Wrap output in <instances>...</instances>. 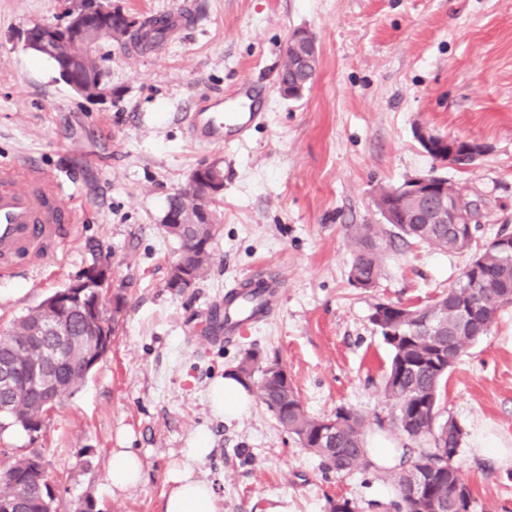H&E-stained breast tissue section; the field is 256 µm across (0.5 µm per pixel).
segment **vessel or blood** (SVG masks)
<instances>
[{"label": "vessel or blood", "instance_id": "b4317fda", "mask_svg": "<svg viewBox=\"0 0 512 512\" xmlns=\"http://www.w3.org/2000/svg\"><path fill=\"white\" fill-rule=\"evenodd\" d=\"M226 101L224 95L212 97L213 111L187 113L190 140L200 146H231L245 139L261 124L264 113L229 112L218 115ZM10 164L0 165V272L19 276L42 262L50 249L68 239L77 221L75 211L64 203L61 185L48 177L36 162H28L22 182L9 180ZM256 316L241 290L230 289L224 296V317L208 325L204 338L212 342L230 340L248 326Z\"/></svg>", "mask_w": 512, "mask_h": 512}]
</instances>
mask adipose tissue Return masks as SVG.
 Wrapping results in <instances>:
<instances>
[{"mask_svg":"<svg viewBox=\"0 0 512 512\" xmlns=\"http://www.w3.org/2000/svg\"><path fill=\"white\" fill-rule=\"evenodd\" d=\"M214 408L225 418H240L251 403L246 386L234 375H226L222 384L212 392ZM209 452L204 439H197L191 448L186 449L185 463L175 468L169 478L170 486L165 496L163 512H216L215 493L212 486L197 478L193 464L203 459ZM144 479V465L141 458L126 448H116L111 452L109 480L113 490L124 492L136 488Z\"/></svg>","mask_w":512,"mask_h":512,"instance_id":"adipose-tissue-1","label":"adipose tissue"}]
</instances>
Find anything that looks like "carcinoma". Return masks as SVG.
Wrapping results in <instances>:
<instances>
[{
	"mask_svg": "<svg viewBox=\"0 0 512 512\" xmlns=\"http://www.w3.org/2000/svg\"><path fill=\"white\" fill-rule=\"evenodd\" d=\"M169 28L164 18L144 19L125 38L124 45L153 47L165 38ZM290 54L291 49H286L280 84L291 87L308 75L292 70ZM379 200L389 201L387 190H382ZM421 206L420 201L412 198L391 202L398 234L448 251L470 247L472 234L458 224H447L438 218L429 224L412 223ZM163 229L180 244L167 282H172L178 271L186 267L191 273V281L186 284L189 288L208 269L215 227L165 224ZM372 234L371 224H361L353 230L357 253L350 268V281L358 288L374 287L380 275L381 259L371 248ZM500 238L512 240V233L501 232L496 240L474 252L456 283L431 303L416 307L380 302L370 317L392 352L384 394L394 404V423L407 437H429L433 444V450L423 451L409 461L408 470H416L423 483L420 498L413 499L408 493V470L395 477L400 492L396 512H423L435 503L440 505L441 512H472V491L454 465L464 430L451 418L436 424L438 391L448 370L487 335L498 310L512 303V253L502 251ZM97 300L94 290H87L82 303L71 307L57 336L31 333L37 324L54 322L58 317L42 303L0 334V352L15 354L19 369L16 391L8 400H0V432H42L55 407L44 403L33 378L50 386L60 403L82 385L86 375L70 371V366L87 360L92 340L101 331L98 322L106 321L108 308L97 305ZM50 350L57 355L55 366L43 362L44 354ZM277 367V363L261 365L257 353L248 351L234 373L247 386L256 387L259 399L280 427L294 435L301 448L321 458L327 469L345 474L367 467L362 417L339 409L331 416L336 421L333 434L321 437L327 418L308 413L291 380L272 373ZM38 458L40 455L34 451L21 454L0 471V503L10 504L11 512H62L63 506L51 497L48 485L33 477Z\"/></svg>",
	"mask_w": 512,
	"mask_h": 512,
	"instance_id": "1",
	"label": "carcinoma"
}]
</instances>
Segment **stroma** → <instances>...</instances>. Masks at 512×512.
Returning <instances> with one entry per match:
<instances>
[{
  "instance_id": "35a3bbf8",
  "label": "stroma",
  "mask_w": 512,
  "mask_h": 512,
  "mask_svg": "<svg viewBox=\"0 0 512 512\" xmlns=\"http://www.w3.org/2000/svg\"><path fill=\"white\" fill-rule=\"evenodd\" d=\"M193 23L148 51L100 41L111 99L75 95L47 59L24 46L38 23L64 22L70 0H0V162L37 161L66 183L82 213L72 236L25 276L0 278V332L65 287L96 254L109 255L126 301L109 353L35 437L0 433V468L37 451L61 504L89 498L95 512H162L171 471L205 438L195 474L219 512H395L394 469H326L261 401L225 421L210 389L246 351L286 369L307 411L346 408L365 439L423 449L393 424L381 388L391 351L370 316L380 302L432 300L469 256L401 238L377 206L382 189L429 171L479 206L474 247L512 233V0H193ZM309 31L316 76L302 96L282 95L291 33ZM249 82L266 120L231 147H199L182 116L222 89ZM476 143L469 166L433 160L419 128ZM219 160L211 265L191 288L166 286L179 245L161 227L169 197ZM373 225L381 275L352 285V230ZM278 278L272 313L230 341L201 329L224 289L257 271ZM440 419L464 429L455 458L474 512H512V304L449 371ZM138 454L145 477L119 493L110 453ZM490 448L499 457L487 456Z\"/></svg>"
}]
</instances>
